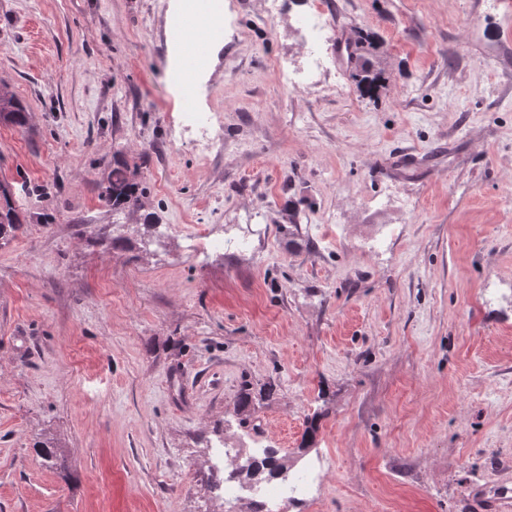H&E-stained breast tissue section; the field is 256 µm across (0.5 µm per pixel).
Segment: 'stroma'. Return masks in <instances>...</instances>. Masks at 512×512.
Instances as JSON below:
<instances>
[{"instance_id": "35a3bbf8", "label": "stroma", "mask_w": 512, "mask_h": 512, "mask_svg": "<svg viewBox=\"0 0 512 512\" xmlns=\"http://www.w3.org/2000/svg\"><path fill=\"white\" fill-rule=\"evenodd\" d=\"M325 2L317 77L299 0H224L184 88L170 0H0V512H223L257 442L324 464L294 512L512 487V0ZM0 122L23 127L27 122V113L22 103L13 95L0 93ZM141 195L139 185L129 178L123 166L112 168V181L105 188L104 197L112 207H136ZM0 200V239H5L10 235L13 236L20 229L23 220L20 212L12 206L7 188L0 190Z\"/></svg>"}]
</instances>
